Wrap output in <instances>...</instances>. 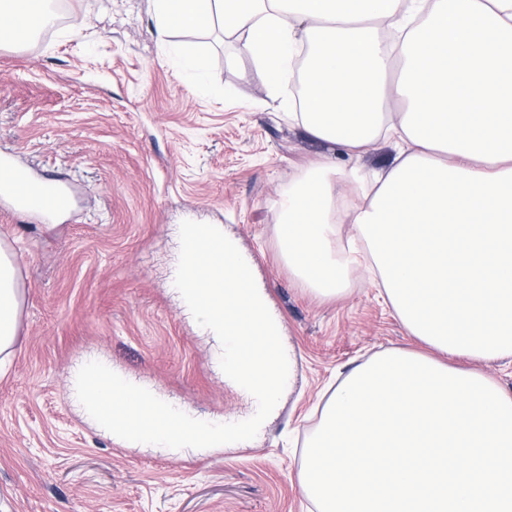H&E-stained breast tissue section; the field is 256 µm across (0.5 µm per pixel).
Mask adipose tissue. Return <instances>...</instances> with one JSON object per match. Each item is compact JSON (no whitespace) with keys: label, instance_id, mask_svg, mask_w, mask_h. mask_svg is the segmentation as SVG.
I'll use <instances>...</instances> for the list:
<instances>
[{"label":"adipose tissue","instance_id":"ef3b65f1","mask_svg":"<svg viewBox=\"0 0 512 512\" xmlns=\"http://www.w3.org/2000/svg\"><path fill=\"white\" fill-rule=\"evenodd\" d=\"M0 27L52 24L9 0ZM159 35L222 17L268 83L305 79L292 122L352 158L321 156L284 197L281 243L318 296L368 272L411 336L472 362L512 360V0H153ZM353 233L340 240L337 226ZM15 254L0 246V353L15 343Z\"/></svg>","mask_w":512,"mask_h":512}]
</instances>
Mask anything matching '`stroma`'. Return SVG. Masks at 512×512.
Listing matches in <instances>:
<instances>
[{"instance_id": "obj_1", "label": "stroma", "mask_w": 512, "mask_h": 512, "mask_svg": "<svg viewBox=\"0 0 512 512\" xmlns=\"http://www.w3.org/2000/svg\"><path fill=\"white\" fill-rule=\"evenodd\" d=\"M186 49L210 58V94L182 69ZM287 110L223 28L159 38L153 0H69L64 19L0 46V153L72 197L47 217L0 196L21 296L0 366V512H316L304 445L343 374L421 345L366 278L323 299L283 261L281 200L329 150ZM185 220L237 240L295 352L289 389L244 448H127L70 396L71 369L97 360L192 416H250L172 290Z\"/></svg>"}]
</instances>
